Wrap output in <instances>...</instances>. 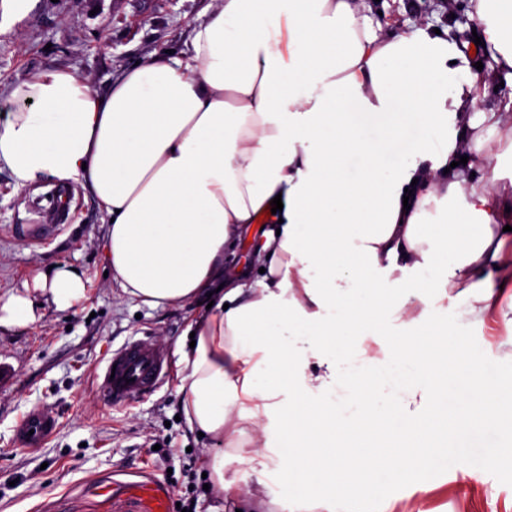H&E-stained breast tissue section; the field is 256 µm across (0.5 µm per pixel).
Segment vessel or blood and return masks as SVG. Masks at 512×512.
Masks as SVG:
<instances>
[{
	"mask_svg": "<svg viewBox=\"0 0 512 512\" xmlns=\"http://www.w3.org/2000/svg\"><path fill=\"white\" fill-rule=\"evenodd\" d=\"M59 230L55 224H22L19 233L27 241L42 243ZM169 355L152 339L138 338L113 350L96 376V395L112 407L120 408L129 402L154 392L169 371ZM56 429V420L43 408L25 413L14 429L19 447L34 449L48 441Z\"/></svg>",
	"mask_w": 512,
	"mask_h": 512,
	"instance_id": "b4317fda",
	"label": "vessel or blood"
}]
</instances>
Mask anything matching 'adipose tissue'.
<instances>
[{"label":"adipose tissue","instance_id":"1","mask_svg":"<svg viewBox=\"0 0 512 512\" xmlns=\"http://www.w3.org/2000/svg\"><path fill=\"white\" fill-rule=\"evenodd\" d=\"M475 11L512 71V0ZM475 83L449 31L386 30L365 0H222L190 54L152 50L105 91L59 69L1 95L14 186H89L123 293L211 297L178 394L188 431L215 443L216 498L371 512L369 489L447 458L449 429L486 464L512 453V386L454 324L465 306L512 347V198L491 193L512 95L470 112ZM265 212L261 277L223 285L225 252ZM32 281L0 296V327L86 294L66 265Z\"/></svg>","mask_w":512,"mask_h":512}]
</instances>
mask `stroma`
Segmentation results:
<instances>
[{
	"mask_svg": "<svg viewBox=\"0 0 512 512\" xmlns=\"http://www.w3.org/2000/svg\"><path fill=\"white\" fill-rule=\"evenodd\" d=\"M218 0H34L22 17L0 14V85L7 87L57 69L76 71L105 89L153 49L187 51L193 28ZM402 29L452 27L482 62L474 45L478 20L472 0H388ZM32 189H14L0 172V295L21 291L35 270L67 265L82 272L86 296L68 311L45 309L28 325L0 328V512H146L138 488L152 479L173 494L194 495L196 512H210L218 501L204 492L203 460L208 440L190 434L179 421V371L152 395L122 408L110 407L91 391L92 376L109 351L143 336L177 353L191 320L205 305L150 307L121 293L108 277V226L93 195L70 191V222L45 246L16 235L18 224H50L52 212H36ZM34 407L53 415L58 427L44 447L17 446L14 428ZM124 483V492L98 495L101 479ZM492 488L462 480L454 460L416 467L408 481L383 485L374 493L372 512H401L413 489L432 490L426 512H512V456L491 473Z\"/></svg>",
	"mask_w": 512,
	"mask_h": 512,
	"instance_id": "35a3bbf8",
	"label": "stroma"
}]
</instances>
